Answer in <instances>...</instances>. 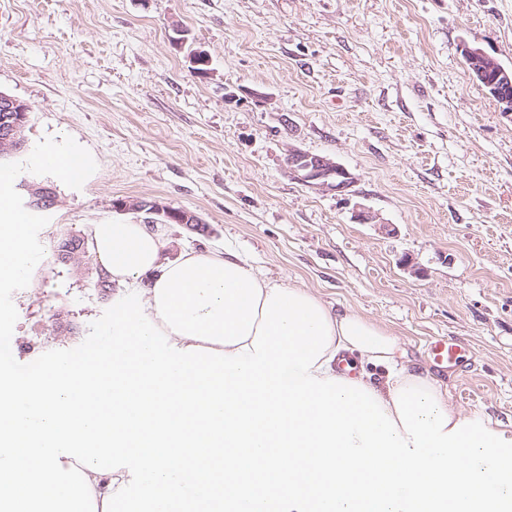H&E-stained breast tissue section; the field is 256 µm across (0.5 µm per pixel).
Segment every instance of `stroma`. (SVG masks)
Masks as SVG:
<instances>
[{
  "label": "stroma",
  "mask_w": 512,
  "mask_h": 512,
  "mask_svg": "<svg viewBox=\"0 0 512 512\" xmlns=\"http://www.w3.org/2000/svg\"><path fill=\"white\" fill-rule=\"evenodd\" d=\"M468 47L512 68V0H0V90L30 107L7 162L70 136L97 164L78 190L14 181L56 197L12 295L15 359L77 347L127 294L58 242L156 203L202 221L167 225L169 257L231 244L386 327L419 368L431 338L466 339L471 392L443 377L451 404L512 430V112ZM293 148L343 166L349 192L294 179Z\"/></svg>",
  "instance_id": "stroma-1"
}]
</instances>
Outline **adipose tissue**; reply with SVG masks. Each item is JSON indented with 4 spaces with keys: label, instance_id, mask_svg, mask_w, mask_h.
<instances>
[{
    "label": "adipose tissue",
    "instance_id": "adipose-tissue-1",
    "mask_svg": "<svg viewBox=\"0 0 512 512\" xmlns=\"http://www.w3.org/2000/svg\"><path fill=\"white\" fill-rule=\"evenodd\" d=\"M169 244L142 223L90 225L104 277L140 286L108 332L170 345L150 349L145 369L135 353L0 390V512H146L166 490L179 512H233L198 502L189 459L236 493L275 498V512H311L319 494L336 512H512V460L490 454L512 433L456 410L397 337L231 248L170 259Z\"/></svg>",
    "mask_w": 512,
    "mask_h": 512
}]
</instances>
